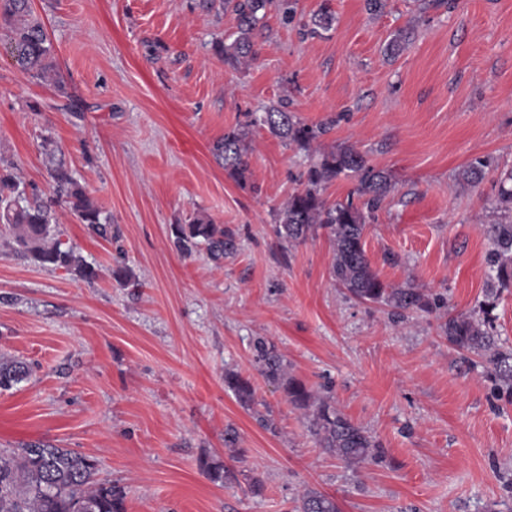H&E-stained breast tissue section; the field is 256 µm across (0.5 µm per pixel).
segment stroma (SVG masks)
Returning a JSON list of instances; mask_svg holds the SVG:
<instances>
[{
  "mask_svg": "<svg viewBox=\"0 0 512 512\" xmlns=\"http://www.w3.org/2000/svg\"><path fill=\"white\" fill-rule=\"evenodd\" d=\"M329 4L320 37L300 24ZM64 93L39 84L0 44V163L49 193L52 138L112 218L107 241L57 210L95 281L41 266L0 244V358L31 375L0 392V448L49 443L96 459L125 492V512H295L300 491L342 512H512V404L489 365L440 330L478 306L492 277L488 228L512 168V0H298L297 20L269 11L244 72L211 48L233 14L198 0H32ZM410 40L384 49L394 31ZM287 102L330 130L309 148L252 133L246 184L211 152L245 113ZM353 147L393 188L364 248L388 283L443 296L432 313L394 315L334 286L326 235L285 248L272 211L322 153ZM490 167L477 186L459 173ZM202 213L235 232V257L182 256L170 227ZM125 265L138 287L112 276ZM275 343L290 371L380 443L350 467L310 435L260 374L253 343ZM249 377L273 412L263 428L224 384ZM235 427L239 453L224 446ZM224 466L213 481L206 464ZM264 484L250 491L252 479Z\"/></svg>",
  "mask_w": 512,
  "mask_h": 512,
  "instance_id": "1",
  "label": "stroma"
}]
</instances>
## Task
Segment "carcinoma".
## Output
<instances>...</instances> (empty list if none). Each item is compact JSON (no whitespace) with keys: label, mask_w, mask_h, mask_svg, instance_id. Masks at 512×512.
I'll return each instance as SVG.
<instances>
[{"label":"carcinoma","mask_w":512,"mask_h":512,"mask_svg":"<svg viewBox=\"0 0 512 512\" xmlns=\"http://www.w3.org/2000/svg\"><path fill=\"white\" fill-rule=\"evenodd\" d=\"M206 13L230 12L235 15L237 31L214 44L224 64L235 71L257 58L255 31L263 25L267 10L275 8L285 22L296 16V0H200ZM334 15L324 6L302 24L308 35L332 27ZM408 31L400 29L385 48L396 56L408 42ZM0 42L8 45L19 66L31 77L64 92V84L55 62L53 46L44 24L32 9V0H0ZM246 121L224 133L212 148L223 162L224 170L236 182L244 184L249 173L248 152L251 128L262 126L284 144L305 147L330 130V125L310 126L280 103L259 112L245 114ZM489 162L473 159L461 172L464 182L476 186L485 177ZM342 176L357 180L346 199L328 204L323 192ZM52 194L45 197L31 184L10 170L0 168V236L20 254L54 270L75 272L86 280L96 270L77 255L63 239L56 207L67 206L82 224L104 239H112V221L87 193L61 159L49 167ZM392 189L391 175L367 164L352 147L326 152L305 173L303 189L288 196L275 210L278 239L296 245L325 232L333 241L331 263L333 282L362 302L387 306L393 313L407 311L431 313L445 306L440 296L432 297L407 282L384 283L371 269L363 236L367 223ZM497 222L489 226L492 248L488 262L495 277L485 290L484 299L469 313L448 314L440 329L458 350L479 356L491 366L498 397L512 403V349L504 348L495 334L494 311L501 290L512 285V187H500L495 202ZM175 248L189 255L198 248L220 266L237 254L235 234L207 216L197 215L185 224L171 225ZM262 376L281 389L287 400L304 411L307 428L319 447L349 465L380 458V444L364 427L353 423L334 407L329 398L316 397L306 385L290 375L288 361L274 344L263 338L255 342ZM29 366L20 360L0 362V391H8L29 375ZM225 385L245 407L254 410L258 423L274 430L270 411L255 408L251 381L239 373L224 375ZM97 464L90 456L70 448L50 444L0 450V512H125L121 487L96 480ZM297 512H340L336 499L307 487L298 497Z\"/></svg>","instance_id":"carcinoma-1"}]
</instances>
